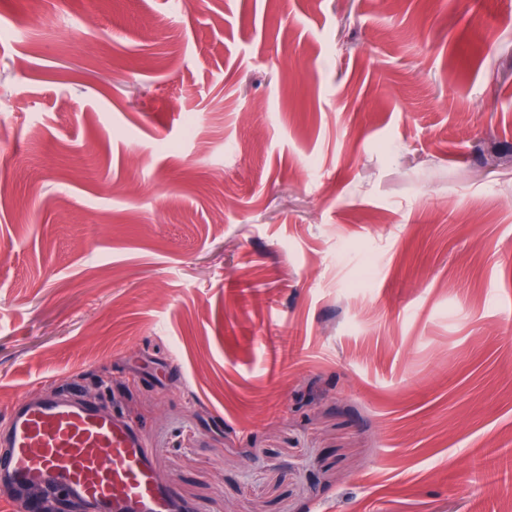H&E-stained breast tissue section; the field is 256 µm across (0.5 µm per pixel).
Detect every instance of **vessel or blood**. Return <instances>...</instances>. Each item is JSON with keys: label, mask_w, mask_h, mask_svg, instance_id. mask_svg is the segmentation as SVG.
<instances>
[{"label": "vessel or blood", "mask_w": 512, "mask_h": 512, "mask_svg": "<svg viewBox=\"0 0 512 512\" xmlns=\"http://www.w3.org/2000/svg\"><path fill=\"white\" fill-rule=\"evenodd\" d=\"M0 446V476L60 490L99 512H172L142 436L101 409L46 392L13 406Z\"/></svg>", "instance_id": "obj_1"}]
</instances>
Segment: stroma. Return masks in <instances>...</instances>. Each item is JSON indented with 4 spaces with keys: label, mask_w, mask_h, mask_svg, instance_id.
Listing matches in <instances>:
<instances>
[{
    "label": "stroma",
    "mask_w": 512,
    "mask_h": 512,
    "mask_svg": "<svg viewBox=\"0 0 512 512\" xmlns=\"http://www.w3.org/2000/svg\"><path fill=\"white\" fill-rule=\"evenodd\" d=\"M46 390L176 512H512V0H0V415Z\"/></svg>",
    "instance_id": "35a3bbf8"
}]
</instances>
